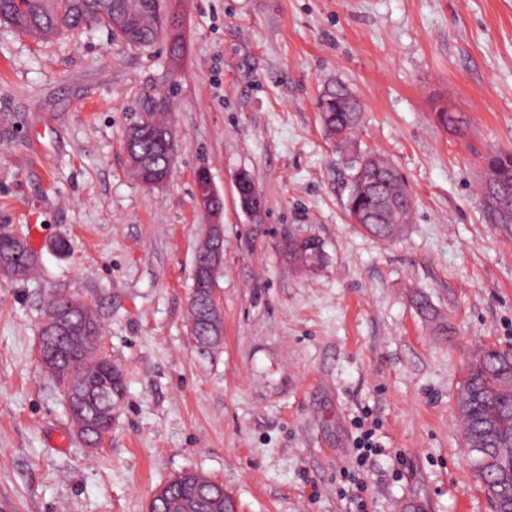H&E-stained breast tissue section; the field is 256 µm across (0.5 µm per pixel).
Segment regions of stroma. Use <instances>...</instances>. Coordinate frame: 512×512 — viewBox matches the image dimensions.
<instances>
[{
  "mask_svg": "<svg viewBox=\"0 0 512 512\" xmlns=\"http://www.w3.org/2000/svg\"><path fill=\"white\" fill-rule=\"evenodd\" d=\"M162 3L182 19L175 63L165 35L131 48L97 26L38 43L0 25V225L40 240L33 278L0 276V512H147L184 470L220 481L238 512H351L357 494L366 512H494L457 394L473 352L512 349V229L481 201L484 158L512 149V0ZM336 81L364 104L355 145L411 195L393 239L345 209L351 172L316 105ZM162 96L180 150L150 188L124 139ZM202 168L224 201L213 348L187 314L211 220ZM243 171L264 200L255 219ZM298 235L322 243L313 270L284 257ZM55 293L97 312L124 374L94 452L36 355ZM363 427L381 451L361 472ZM197 185L199 181H204L203 186L197 191V199L200 208L207 214L214 216V211L211 209L212 201L219 197L216 191L210 174L207 170L199 171L197 174Z\"/></svg>",
  "mask_w": 512,
  "mask_h": 512,
  "instance_id": "stroma-1",
  "label": "stroma"
}]
</instances>
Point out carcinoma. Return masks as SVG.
<instances>
[{
  "mask_svg": "<svg viewBox=\"0 0 512 512\" xmlns=\"http://www.w3.org/2000/svg\"><path fill=\"white\" fill-rule=\"evenodd\" d=\"M18 33L42 41L54 36L73 34L86 27L101 26L124 44L141 48L154 43L168 30L171 42L182 54L183 43L178 34L180 18L163 10L161 0H0V24ZM322 127L336 149L348 159L353 170L348 186L346 209L370 212L369 223L362 228L372 236L387 240L402 225L390 224L379 209L376 197L354 194L355 183L371 182L383 188L391 201L410 221L413 203L404 181L394 166L380 155L360 150L349 151L360 126L364 105L342 83L324 87L317 99ZM169 125L167 108L149 105L140 120L125 135V148L130 168L143 185L156 182L169 167L171 148L163 140ZM499 179L483 194V207L491 223L512 227V151H499L492 159ZM288 262L299 269H312L322 258V244L316 237L288 240ZM38 264L37 254L25 243L7 237L0 240V272L23 280ZM218 269L201 268V260L193 266L194 300L189 315L193 336L206 347L220 344L223 337L221 316L213 314L210 292L215 288ZM63 315L70 329L91 335L102 331L96 312L84 304L77 305L64 294L53 296L43 310V317ZM46 355V367L63 369L55 381L64 396L71 400L68 413L77 437L85 446L103 445L112 433L108 414L111 400L124 391L123 373L104 356L90 357L87 349L69 360L65 339L49 327L38 329ZM457 408L463 421L462 434L470 452L473 468L487 495L493 501L512 504V351L486 348L473 354L461 382ZM166 496L152 500V512H224V495L220 488L202 474L192 471L178 474L164 486Z\"/></svg>",
  "mask_w": 512,
  "mask_h": 512,
  "instance_id": "obj_1",
  "label": "carcinoma"
}]
</instances>
